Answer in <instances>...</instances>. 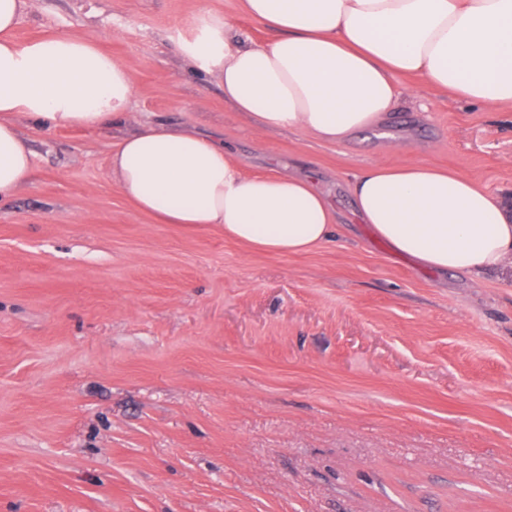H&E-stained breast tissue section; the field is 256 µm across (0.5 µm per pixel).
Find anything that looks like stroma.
Instances as JSON below:
<instances>
[{"instance_id":"1","label":"stroma","mask_w":512,"mask_h":512,"mask_svg":"<svg viewBox=\"0 0 512 512\" xmlns=\"http://www.w3.org/2000/svg\"><path fill=\"white\" fill-rule=\"evenodd\" d=\"M245 43L239 0H37L18 41L63 34L125 63V129L223 137L247 172L313 178L340 234L268 254L126 199L122 130L35 128L0 202V512H512V268L426 269L359 222L368 165L421 158L512 199V112L410 78L396 149L260 131L186 59L192 13Z\"/></svg>"}]
</instances>
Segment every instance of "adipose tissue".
Masks as SVG:
<instances>
[{
	"instance_id": "adipose-tissue-1",
	"label": "adipose tissue",
	"mask_w": 512,
	"mask_h": 512,
	"mask_svg": "<svg viewBox=\"0 0 512 512\" xmlns=\"http://www.w3.org/2000/svg\"><path fill=\"white\" fill-rule=\"evenodd\" d=\"M273 40L236 42L222 15L184 23L183 54L219 76L224 98L260 130L327 143L382 130L419 80L488 112H512V0H240ZM32 0H0V200L34 171L12 121L96 128L127 122L134 77L65 35L25 43L13 31ZM121 193L164 224H215L268 253L324 245L336 214L308 178L253 175L223 140L143 124L111 146ZM356 214L393 251L438 271L480 276L512 266V207L479 180L415 160L374 164L351 185Z\"/></svg>"
}]
</instances>
